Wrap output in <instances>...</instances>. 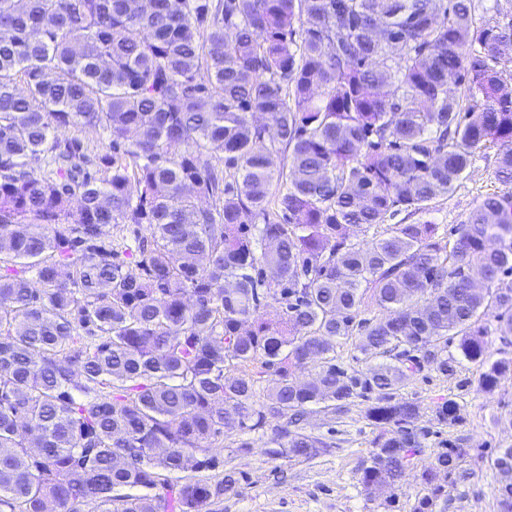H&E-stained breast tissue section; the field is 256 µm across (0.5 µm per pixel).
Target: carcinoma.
<instances>
[{
	"mask_svg": "<svg viewBox=\"0 0 512 512\" xmlns=\"http://www.w3.org/2000/svg\"><path fill=\"white\" fill-rule=\"evenodd\" d=\"M508 56L512 17L479 24L474 0H0V512H203L247 481L195 478L224 434L285 417L268 455L309 460L328 443L299 428L307 407L372 398L362 483L398 488L423 452L406 380L463 360L484 391L512 375L482 323L512 330ZM487 149L505 189L449 255L420 221L352 240L425 212ZM114 224L151 238L120 251ZM370 303L387 316L360 324V371L336 340ZM462 456L423 469L411 512H436ZM490 467L512 512V448ZM55 135L60 140L78 138L83 143L84 148H87L88 153L91 155L106 151V147L109 143L105 134H103V132L98 129L95 130L87 128L81 132H78L72 128L60 127L55 131Z\"/></svg>",
	"mask_w": 512,
	"mask_h": 512,
	"instance_id": "carcinoma-1",
	"label": "carcinoma"
}]
</instances>
